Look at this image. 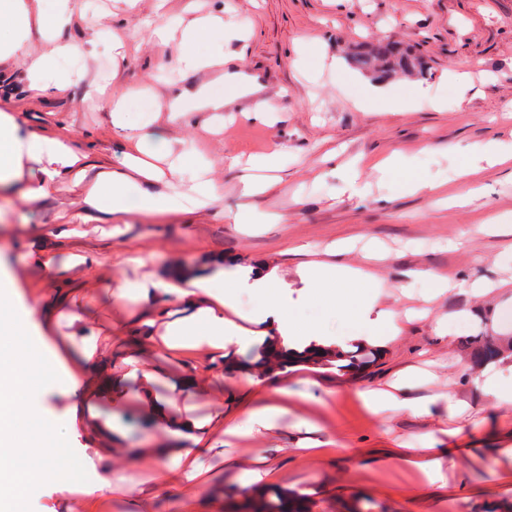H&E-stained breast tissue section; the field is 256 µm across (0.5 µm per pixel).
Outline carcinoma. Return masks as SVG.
<instances>
[{
	"mask_svg": "<svg viewBox=\"0 0 512 512\" xmlns=\"http://www.w3.org/2000/svg\"><path fill=\"white\" fill-rule=\"evenodd\" d=\"M356 62L364 69L378 67V73L382 76L397 71L411 72L423 69V61L413 47L392 42L366 47L357 55ZM466 345L477 360H490L505 353V349L497 340L487 336H473L466 340ZM377 359L378 352L374 348H363L351 353H329L320 348L310 347L290 355L264 344L248 354L244 363L257 367L263 374L297 362L315 365L335 362L338 370L349 372L355 367L368 368L374 365ZM316 508L317 501L310 494L271 487L245 494L242 501L234 506V512H316Z\"/></svg>",
	"mask_w": 512,
	"mask_h": 512,
	"instance_id": "cac0c4a2",
	"label": "carcinoma"
}]
</instances>
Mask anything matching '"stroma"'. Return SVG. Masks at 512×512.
<instances>
[{
  "label": "stroma",
  "instance_id": "35a3bbf8",
  "mask_svg": "<svg viewBox=\"0 0 512 512\" xmlns=\"http://www.w3.org/2000/svg\"><path fill=\"white\" fill-rule=\"evenodd\" d=\"M70 4L72 20L60 39L73 45L70 59L83 72L82 81L33 97L24 58L13 56L0 62V111L18 116L27 131L68 140L93 162L116 164L128 143L113 130L100 92L129 96L133 118L156 113L154 131L207 156L219 197L192 212L129 220L121 234L107 237L101 230L109 226L108 217L92 213L80 220V208L62 188L35 201L0 195V267L15 277L24 305L37 306L53 295L42 270L26 260L32 234L43 232L49 243L56 225L81 222L87 234L72 239L73 248L112 264L113 275L129 284L176 265L203 267L218 257L235 258L240 267L266 262L279 268L292 308L305 319L322 318L323 311L298 296L302 257L295 246L320 260L330 243L349 239L354 250L338 260L368 267L380 284L382 306H426L430 314L401 322L396 336H381L376 365L350 376L333 366L293 365L251 384L239 365L251 345L232 352L230 365L219 368L221 394H193L180 407L202 419L220 412L225 421L240 422L261 394L281 399L287 412L272 430L248 440L206 435L203 486L156 483L150 459L103 460L85 465L78 492L67 495L45 484L34 489V498L49 512H83L85 499L108 477L117 491L100 498L98 512H182L188 501L195 512H230L231 499L250 489L247 471L261 458L270 471L262 487L315 495L318 512H338L365 499L373 503L371 512H512V403L486 394L485 366L463 345L470 336H512V0H166L160 11L155 0H140L134 10L126 0ZM197 11L223 14V32L199 44L221 58L219 69L188 71L179 62V32ZM380 41L415 45L427 63L425 73L391 78L390 92L405 98L413 84L424 82L441 108L357 107L364 82L376 75L353 57L364 44ZM458 66L472 76L462 107L447 80ZM240 67L256 77V95H239L226 80V73ZM202 86L224 96L221 116L198 111L189 124L169 125L166 114L176 95ZM258 97L279 105L270 121L248 117ZM488 142L508 161L473 159V148ZM276 147L283 156L272 186L258 196L243 195L250 157ZM332 148L343 161L395 155L403 169L391 178L368 174L365 195L352 196L342 164L318 161ZM468 162L483 190L466 205L437 203L404 187L409 176L435 180L451 198L463 190L459 172ZM244 206L265 215V223L236 228L232 217ZM427 271L482 283L490 291H455L431 300ZM73 299L87 310L85 321L72 324L57 315L50 326L23 337V344L47 349L65 337L77 350L89 336L108 331L117 363L130 340L143 339V329L128 327L138 302L85 289ZM440 325L446 335L437 334ZM143 357L158 369L154 390L162 399L200 360L150 346ZM113 376L119 388L111 399H98L99 421L111 424L132 448L150 426L137 379L118 370ZM397 382L404 399H433L431 416L399 407L375 415L365 407L362 392ZM282 387L287 395H279ZM450 391L459 401L452 416L438 402ZM305 439L328 442L327 452L304 458L297 448ZM432 443L448 460L443 479L428 481L397 462L403 448ZM131 481L139 485L142 504L121 491Z\"/></svg>",
  "mask_w": 512,
  "mask_h": 512
}]
</instances>
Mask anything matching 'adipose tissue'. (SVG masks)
Listing matches in <instances>:
<instances>
[{
    "label": "adipose tissue",
    "instance_id": "obj_1",
    "mask_svg": "<svg viewBox=\"0 0 512 512\" xmlns=\"http://www.w3.org/2000/svg\"><path fill=\"white\" fill-rule=\"evenodd\" d=\"M69 2L55 0L56 9L48 14L43 10V0H0V16H8L14 22L10 36L0 39V60L23 54L30 86L36 94L51 93L64 84L65 78L56 70L57 51L27 48L30 23L35 20L47 28L66 26L71 20ZM223 26L221 16L209 15L185 29V53L181 58L185 69L198 70L209 64V56L199 51L198 44L204 34L220 32ZM104 102L111 110L113 126L124 130L130 144L119 167L90 164L87 156L68 142L26 133L15 116L1 112L0 190L31 200L43 196L48 187L61 184L78 191L85 212L142 219L185 211L195 196H215L216 185L203 160L193 157L186 147L176 146L173 139L145 134L143 124L131 121L125 100L108 95ZM188 167L199 173L191 194L157 190V183L178 182ZM30 258L46 271L49 279H56L62 271L81 273L87 277L86 288L104 289L118 300L127 296L124 282L108 275H93L95 261L89 253H70L61 264L40 244ZM299 275L307 296L318 297L331 310L346 308L362 328L364 342H376L378 327L393 325L394 312L379 307L376 297L366 295L357 305L347 306L342 290L351 283L368 280V273L362 269L309 261L300 265ZM140 290L145 295L161 291L171 299L160 314L142 315L144 325L163 326L160 335L154 337V344L170 351L200 352L208 359L202 369L173 385L167 405H152L148 412L153 424L172 442L168 448L138 451L139 457L156 461L155 478L161 482L176 476L188 482L196 480L202 433L224 428L223 415L198 419L177 412L175 406L180 398L217 380L215 362L224 358L227 346L243 345L254 338L287 351L312 344L336 350L344 343L343 337L330 335L319 325L301 321L291 313L283 278L277 267L267 263L228 273L219 259L205 268L153 277L141 283ZM244 294L260 300L258 308L248 316L238 308V300ZM34 314L33 308L21 303L15 279L0 270V507L5 512H17L34 483L47 482L62 492L70 489L66 459L53 449H40L28 429L29 420L37 418L45 434L62 439L71 431L70 424L42 416L45 393L40 388V378L71 365L75 375L64 384V392L79 394L80 418L87 426L101 437L112 436L111 425L97 421L94 391L82 389L79 381L80 375L88 374L96 384L109 382L111 337L91 338L77 351L64 344L58 350L37 356L20 346L4 345V338L34 328Z\"/></svg>",
    "mask_w": 512,
    "mask_h": 512
}]
</instances>
